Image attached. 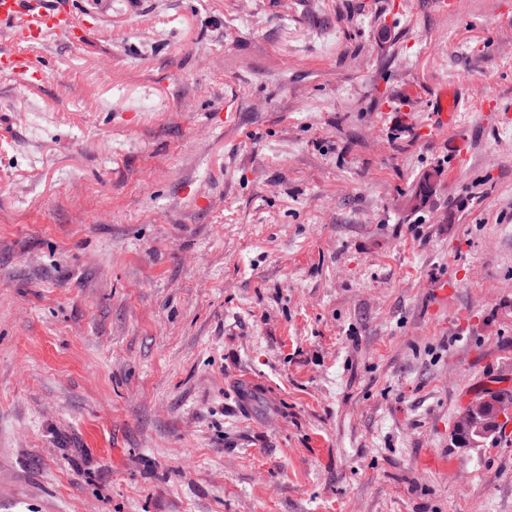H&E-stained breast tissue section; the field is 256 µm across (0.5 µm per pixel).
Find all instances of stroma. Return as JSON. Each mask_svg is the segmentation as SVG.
Returning a JSON list of instances; mask_svg holds the SVG:
<instances>
[{
  "mask_svg": "<svg viewBox=\"0 0 512 512\" xmlns=\"http://www.w3.org/2000/svg\"><path fill=\"white\" fill-rule=\"evenodd\" d=\"M77 7L0 77V512H512V0ZM501 394L502 392L499 391L488 392L487 395L491 398V402L488 406V399L485 393H479L467 401L462 413L458 416L456 421V428L459 432L455 430V434L461 443L478 444L488 439L496 432L499 426L496 404L499 402ZM483 414L482 428L473 429L478 425L479 418ZM471 429L473 430L470 432H462Z\"/></svg>",
  "mask_w": 512,
  "mask_h": 512,
  "instance_id": "35a3bbf8",
  "label": "stroma"
}]
</instances>
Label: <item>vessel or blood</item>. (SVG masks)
Returning <instances> with one entry per match:
<instances>
[{"label": "vessel or blood", "instance_id": "b4317fda", "mask_svg": "<svg viewBox=\"0 0 512 512\" xmlns=\"http://www.w3.org/2000/svg\"><path fill=\"white\" fill-rule=\"evenodd\" d=\"M74 0H0V27L10 30L12 47L0 50V75L36 86L45 69L34 47L45 38L79 47Z\"/></svg>", "mask_w": 512, "mask_h": 512}]
</instances>
